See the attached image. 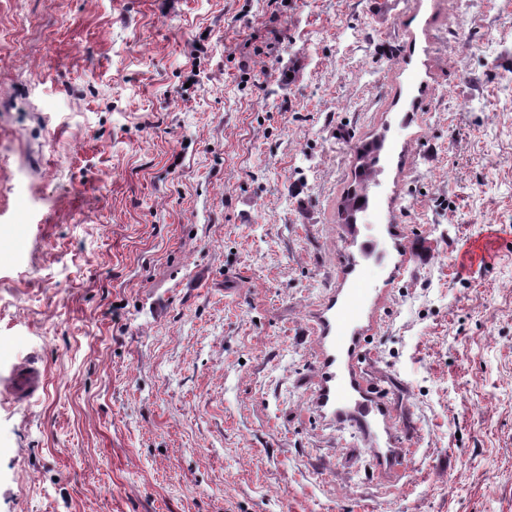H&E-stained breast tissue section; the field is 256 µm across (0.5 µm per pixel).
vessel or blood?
<instances>
[{
  "instance_id": "1",
  "label": "vessel or blood",
  "mask_w": 512,
  "mask_h": 512,
  "mask_svg": "<svg viewBox=\"0 0 512 512\" xmlns=\"http://www.w3.org/2000/svg\"><path fill=\"white\" fill-rule=\"evenodd\" d=\"M349 242L356 250L349 267L351 283L337 289L317 322L321 354L315 405L322 415L350 428L367 443L379 471L396 477L402 471L403 456L397 446L393 408L363 366L365 339L375 327L374 303L365 275L370 265L387 259L388 243L370 224L350 225ZM41 385L40 370L30 365L19 366L0 381L1 388L24 400Z\"/></svg>"
}]
</instances>
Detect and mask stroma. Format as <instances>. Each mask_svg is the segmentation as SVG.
<instances>
[{"mask_svg": "<svg viewBox=\"0 0 512 512\" xmlns=\"http://www.w3.org/2000/svg\"><path fill=\"white\" fill-rule=\"evenodd\" d=\"M379 137L393 482L314 406ZM28 362L0 512H512V0H0V369Z\"/></svg>", "mask_w": 512, "mask_h": 512, "instance_id": "1", "label": "stroma"}]
</instances>
